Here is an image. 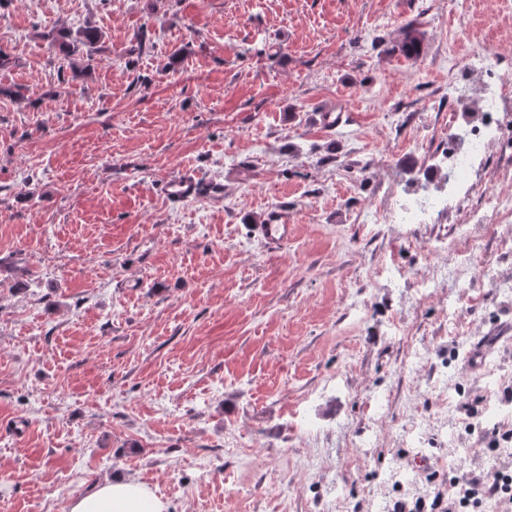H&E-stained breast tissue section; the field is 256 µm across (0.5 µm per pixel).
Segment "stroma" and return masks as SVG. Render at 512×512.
<instances>
[{
    "label": "stroma",
    "mask_w": 512,
    "mask_h": 512,
    "mask_svg": "<svg viewBox=\"0 0 512 512\" xmlns=\"http://www.w3.org/2000/svg\"><path fill=\"white\" fill-rule=\"evenodd\" d=\"M410 23L415 59L392 50ZM87 24L99 50L59 76L43 29ZM511 41L512 0H0V512H70L116 475L166 512H335L337 481L363 512L433 409L424 383L454 387L456 433L489 450L466 408L512 365V294L459 259L478 244L512 277V224L373 237L358 215L432 167L428 103L460 59ZM186 173L209 191L172 203ZM279 208L294 231L272 249L253 226ZM443 233L448 278L423 298L409 240Z\"/></svg>",
    "instance_id": "1"
}]
</instances>
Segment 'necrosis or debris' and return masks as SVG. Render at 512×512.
I'll return each mask as SVG.
<instances>
[{
  "label": "necrosis or debris",
  "instance_id": "obj_1",
  "mask_svg": "<svg viewBox=\"0 0 512 512\" xmlns=\"http://www.w3.org/2000/svg\"><path fill=\"white\" fill-rule=\"evenodd\" d=\"M470 90L464 98L435 100L434 109L448 115V131L435 144L444 179H427L419 199L407 201L391 185H382L376 224H434L447 215L452 224H511L512 192L479 190V183L503 180L494 167V152L512 143V50L495 48L465 59ZM422 499L424 490L412 469L396 463L387 481L374 484L368 494L380 505L390 489Z\"/></svg>",
  "mask_w": 512,
  "mask_h": 512
}]
</instances>
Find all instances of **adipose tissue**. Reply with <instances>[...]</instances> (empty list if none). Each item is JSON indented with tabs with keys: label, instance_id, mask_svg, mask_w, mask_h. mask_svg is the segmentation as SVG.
<instances>
[{
	"label": "adipose tissue",
	"instance_id": "ef3b65f1",
	"mask_svg": "<svg viewBox=\"0 0 512 512\" xmlns=\"http://www.w3.org/2000/svg\"><path fill=\"white\" fill-rule=\"evenodd\" d=\"M70 512H165V506L137 480L117 478L76 499Z\"/></svg>",
	"mask_w": 512,
	"mask_h": 512
}]
</instances>
